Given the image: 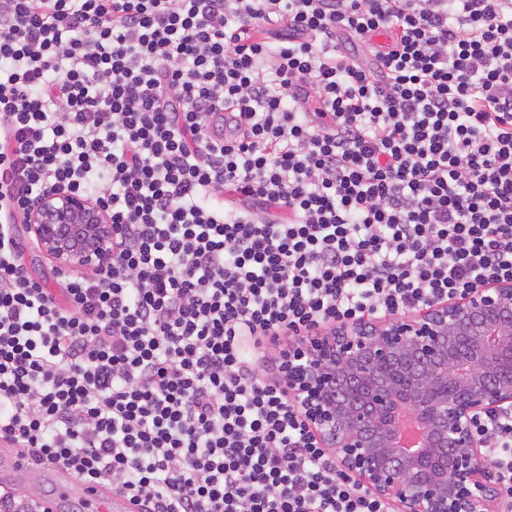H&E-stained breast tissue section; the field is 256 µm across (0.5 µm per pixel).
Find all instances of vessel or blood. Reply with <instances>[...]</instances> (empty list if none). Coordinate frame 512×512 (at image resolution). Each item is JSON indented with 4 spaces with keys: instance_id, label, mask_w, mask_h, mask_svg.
I'll list each match as a JSON object with an SVG mask.
<instances>
[{
    "instance_id": "1",
    "label": "vessel or blood",
    "mask_w": 512,
    "mask_h": 512,
    "mask_svg": "<svg viewBox=\"0 0 512 512\" xmlns=\"http://www.w3.org/2000/svg\"><path fill=\"white\" fill-rule=\"evenodd\" d=\"M0 466L14 475L11 488L15 491H28L29 487L46 480L52 483L54 499L38 502L43 512H54L57 504L75 497L93 504L95 512H129L131 507L127 499L112 495L100 485L80 482L69 470L52 464H36L27 452L14 448L6 441L0 443Z\"/></svg>"
}]
</instances>
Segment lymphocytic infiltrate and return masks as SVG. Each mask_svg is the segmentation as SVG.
<instances>
[{"instance_id":"f902f5d3","label":"lymphocytic infiltrate","mask_w":512,"mask_h":512,"mask_svg":"<svg viewBox=\"0 0 512 512\" xmlns=\"http://www.w3.org/2000/svg\"><path fill=\"white\" fill-rule=\"evenodd\" d=\"M58 187L116 249L56 293L16 219ZM507 278L512 0H0V439L138 512H389L281 350Z\"/></svg>"}]
</instances>
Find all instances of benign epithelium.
<instances>
[{"mask_svg": "<svg viewBox=\"0 0 512 512\" xmlns=\"http://www.w3.org/2000/svg\"><path fill=\"white\" fill-rule=\"evenodd\" d=\"M26 225L62 270L112 257L107 210L71 190L42 195ZM283 369L319 447L392 512H493L497 486L474 424L512 409V280L397 317L329 322L289 349ZM401 410L425 429L411 452Z\"/></svg>", "mask_w": 512, "mask_h": 512, "instance_id": "benign-epithelium-1", "label": "benign epithelium"}]
</instances>
